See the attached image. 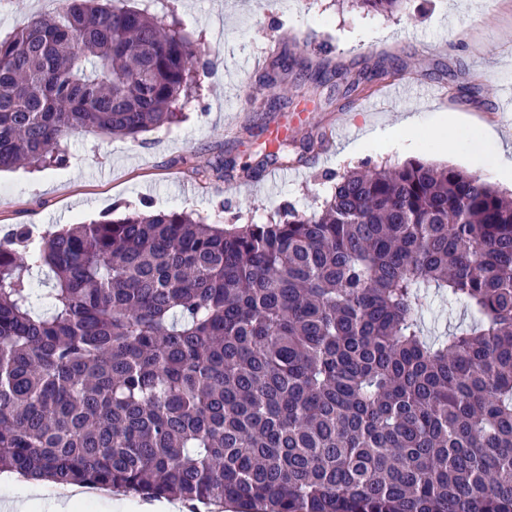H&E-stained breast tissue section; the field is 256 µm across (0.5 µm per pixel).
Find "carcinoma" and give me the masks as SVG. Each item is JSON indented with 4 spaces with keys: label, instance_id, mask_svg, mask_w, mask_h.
Returning <instances> with one entry per match:
<instances>
[{
    "label": "carcinoma",
    "instance_id": "1",
    "mask_svg": "<svg viewBox=\"0 0 512 512\" xmlns=\"http://www.w3.org/2000/svg\"><path fill=\"white\" fill-rule=\"evenodd\" d=\"M351 2L392 17L405 0ZM272 68L287 84L281 55ZM208 72L148 10L69 0L0 39V170L60 165L80 131L175 124ZM430 290L473 320L427 335ZM4 468L237 512H512V194L366 163L264 224L131 210L38 241L16 228L0 240Z\"/></svg>",
    "mask_w": 512,
    "mask_h": 512
}]
</instances>
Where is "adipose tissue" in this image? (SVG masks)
Listing matches in <instances>:
<instances>
[{
    "mask_svg": "<svg viewBox=\"0 0 512 512\" xmlns=\"http://www.w3.org/2000/svg\"><path fill=\"white\" fill-rule=\"evenodd\" d=\"M0 485H9L20 490L19 498L5 503L6 512H85L92 498L83 486L59 487L52 498H45L43 482L27 478L14 472H1Z\"/></svg>",
    "mask_w": 512,
    "mask_h": 512,
    "instance_id": "obj_1",
    "label": "adipose tissue"
}]
</instances>
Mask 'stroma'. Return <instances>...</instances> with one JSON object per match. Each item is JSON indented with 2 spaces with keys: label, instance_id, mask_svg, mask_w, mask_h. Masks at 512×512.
<instances>
[{
  "label": "stroma",
  "instance_id": "obj_1",
  "mask_svg": "<svg viewBox=\"0 0 512 512\" xmlns=\"http://www.w3.org/2000/svg\"><path fill=\"white\" fill-rule=\"evenodd\" d=\"M406 0L386 17L342 6L340 0H120L176 21L212 69L188 101L180 122L137 138L83 132L66 146L59 167L22 166L0 173V235L17 224L34 236L68 224L101 219L113 210H185L211 223L238 218L264 223L293 206L312 212L334 185L333 175L365 162L398 165L411 159L470 171L466 160L484 126L512 138V118L495 112L505 82H512V0ZM280 46L288 58H327L340 64L334 86L297 81L279 91L265 68L249 67ZM391 70L416 89L446 91L447 101L412 97L386 112H367L364 101L386 82L348 93L360 72ZM403 112L419 119L415 148L369 141L367 129L393 127ZM457 122L447 144L432 137L435 113ZM288 129V150L298 156L293 177L266 184L273 164L262 161L270 127ZM356 143L343 154L344 143ZM234 161L231 172L220 166ZM253 168L242 177L239 167Z\"/></svg>",
  "mask_w": 512,
  "mask_h": 512
}]
</instances>
